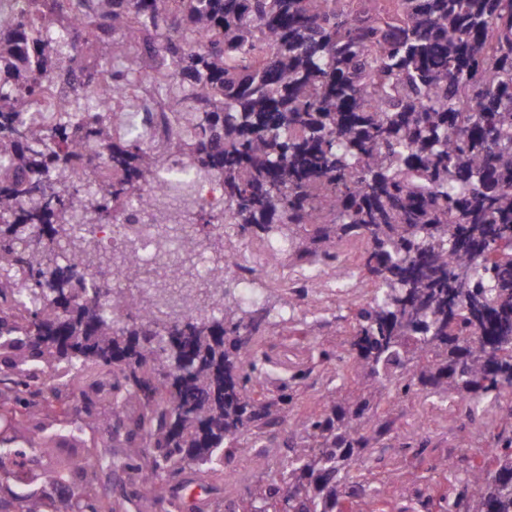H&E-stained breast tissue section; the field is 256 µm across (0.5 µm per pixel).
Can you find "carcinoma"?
<instances>
[{"instance_id":"1","label":"carcinoma","mask_w":512,"mask_h":512,"mask_svg":"<svg viewBox=\"0 0 512 512\" xmlns=\"http://www.w3.org/2000/svg\"><path fill=\"white\" fill-rule=\"evenodd\" d=\"M77 30L62 0H27L0 28V512H128L101 477L122 472L136 512H168L182 488L215 477L224 512H378L364 471L394 431L381 401L462 407L492 444L444 473L426 512H512V0H93ZM112 34L111 58L99 56ZM124 85L146 70L191 125L160 147L112 141L93 94L101 71ZM52 100V120L25 113ZM105 144L108 170L80 150ZM180 159L224 184V213L264 245L314 264L359 245L367 291L348 348L323 350L333 387L293 416L298 369L271 388L259 347L284 321L263 299L224 290L208 311L171 316L148 293L100 292L63 247L132 204ZM123 280L150 270L130 258ZM112 376L109 407L76 394L88 367ZM28 435L10 430L39 415ZM100 415L102 445L69 460ZM288 435L224 476V458Z\"/></svg>"}]
</instances>
